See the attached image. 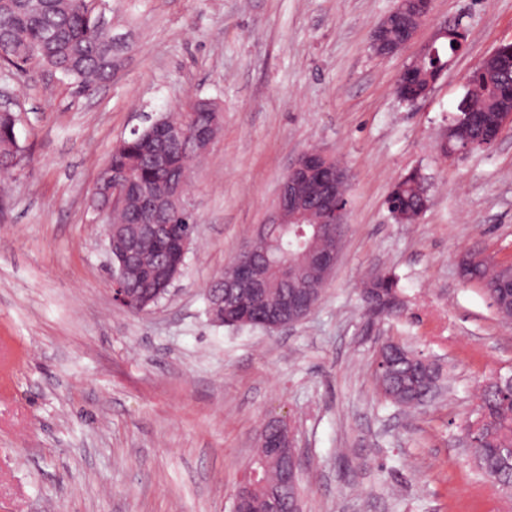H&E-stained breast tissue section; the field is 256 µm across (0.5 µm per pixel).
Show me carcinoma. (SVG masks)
I'll return each mask as SVG.
<instances>
[{"instance_id": "carcinoma-1", "label": "carcinoma", "mask_w": 512, "mask_h": 512, "mask_svg": "<svg viewBox=\"0 0 512 512\" xmlns=\"http://www.w3.org/2000/svg\"><path fill=\"white\" fill-rule=\"evenodd\" d=\"M5 23L7 34L0 36V76L18 77L25 66L35 61L41 66L71 79L81 92H89L111 80L120 64L112 41V32L104 25L93 26L86 18L84 0H0V23ZM466 40L459 27H448V33L438 39L434 52L414 68L397 95L406 102L422 94L452 55ZM512 94V51L501 52L487 68L474 69L468 77L466 95L474 106L469 136L475 148L484 149L483 131L496 117L498 103ZM189 116L168 113L164 118L175 125L187 127L190 133L201 129L218 128L216 108L201 99L188 105ZM18 118L15 112H0V170L16 166L23 153L16 136ZM149 139L143 131L130 133L112 150V171L121 179L138 188L150 187L158 194L167 191L166 173L156 169L149 158ZM200 156L194 137L174 144L171 148L172 165L189 172L190 161ZM428 197L423 194L422 182L410 172L394 184L388 198V208L394 218L403 224L414 222L426 209ZM297 225L276 226L268 240L255 245L254 254L260 264L265 284L264 299L268 304L287 294V283L280 267L288 264L303 276V286L321 293L324 286L317 276L307 272L306 250L312 241L314 225L304 224L303 236L295 234ZM469 259L465 275L476 283H498L512 275V266L505 268L481 256V251L466 252ZM157 263L146 251L138 259L129 261L130 275L127 287L132 296V310L137 303L152 295L160 283L146 277L144 267ZM372 287L384 294L400 293L396 276L382 272L371 277ZM379 372L376 383L393 403L415 408L433 401L442 388V372L438 365L417 354L413 358L394 357L390 345H381L377 356ZM477 412L491 419V429L474 434L471 453L477 467L485 475L498 477L497 488L512 498V393L509 388L495 384L480 388Z\"/></svg>"}]
</instances>
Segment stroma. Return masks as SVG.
Segmentation results:
<instances>
[{
	"instance_id": "35a3bbf8",
	"label": "stroma",
	"mask_w": 512,
	"mask_h": 512,
	"mask_svg": "<svg viewBox=\"0 0 512 512\" xmlns=\"http://www.w3.org/2000/svg\"><path fill=\"white\" fill-rule=\"evenodd\" d=\"M396 0H105L121 49L92 95L30 66L9 90L22 161L0 174V512H232L272 417L292 428L302 512H512L466 445L479 383L512 375V322L457 259L512 261V126L490 149L444 155L468 73L512 42V0H433L402 52L371 47ZM468 39L429 95L397 96L441 22ZM197 99L223 111L189 176L199 235L148 313L112 302L90 190L146 117ZM311 147L347 168L340 260L310 315L274 332L211 321L206 290L272 213ZM428 206L386 200L409 172ZM394 274L404 312L370 317V272ZM394 339L438 364L442 396L407 411L374 378ZM427 204L428 197L423 194L422 182L416 179L414 172L396 181L388 198L390 212L403 224L414 222Z\"/></svg>"
}]
</instances>
